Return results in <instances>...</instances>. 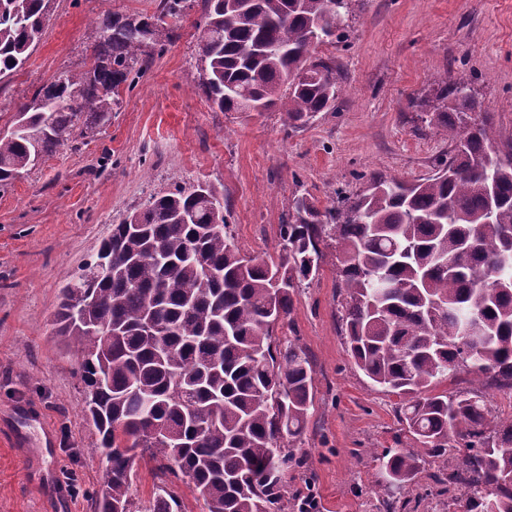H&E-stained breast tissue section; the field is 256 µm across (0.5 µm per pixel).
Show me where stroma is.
I'll return each instance as SVG.
<instances>
[{
  "label": "stroma",
  "mask_w": 512,
  "mask_h": 512,
  "mask_svg": "<svg viewBox=\"0 0 512 512\" xmlns=\"http://www.w3.org/2000/svg\"><path fill=\"white\" fill-rule=\"evenodd\" d=\"M160 0H54L40 42L0 78V132L34 91L88 64L93 20L158 12ZM202 6L159 25L161 49L111 120L0 191V512H94L107 461L87 423L82 354L54 334L61 290L114 224L157 193L199 183L224 196L230 229L251 256L277 257L294 196L319 209L382 175L407 182L438 170L451 145L418 120L416 99L466 77L512 140V0H353L315 50L335 60L344 91L334 109L289 128L283 108L222 112L198 71ZM293 294L276 326L313 367V406L291 445L302 468L288 491L312 490L320 512H378L377 457L395 448L397 395L358 370L341 332L336 251ZM50 446H43L44 435Z\"/></svg>",
  "instance_id": "35a3bbf8"
}]
</instances>
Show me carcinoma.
Listing matches in <instances>:
<instances>
[{"label": "carcinoma", "mask_w": 512, "mask_h": 512, "mask_svg": "<svg viewBox=\"0 0 512 512\" xmlns=\"http://www.w3.org/2000/svg\"><path fill=\"white\" fill-rule=\"evenodd\" d=\"M193 0H161L159 15H105L91 66L66 70L21 108L26 126L0 135V187L107 124L157 45L158 22ZM53 0H0V77L40 41ZM201 86L222 112H262L288 86V126L335 105L342 76L312 51L335 34L351 0H202ZM451 139L448 163L418 183L373 177L321 212L293 199L278 259L246 258L224 195L158 193L112 225L93 259L62 289L56 335L81 353L84 412L108 477L95 512H181L168 484L132 498L135 458L191 485L206 512H288L287 474L303 465L285 438L312 406L309 359L274 337L292 294L336 249L354 365L402 397L412 448L377 457L384 512H405L404 488L428 464L448 512H512V415L488 407L484 383L512 390V142L460 77L421 104ZM220 223L222 229L210 226ZM466 372L473 387L435 392ZM161 426L168 437H157Z\"/></svg>", "instance_id": "obj_1"}]
</instances>
